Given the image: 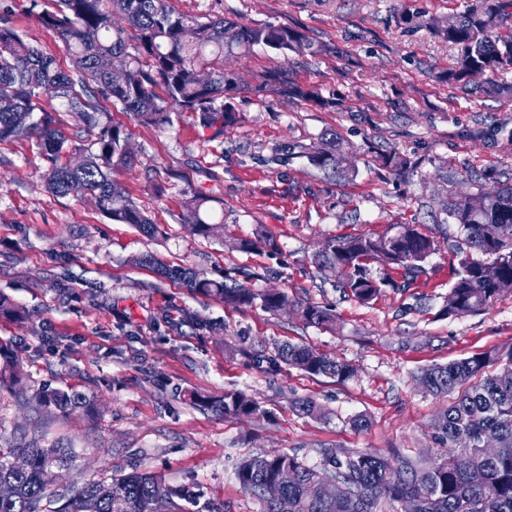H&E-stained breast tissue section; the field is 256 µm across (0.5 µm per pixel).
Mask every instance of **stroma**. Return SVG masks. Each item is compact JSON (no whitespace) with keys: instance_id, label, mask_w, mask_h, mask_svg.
Instances as JSON below:
<instances>
[{"instance_id":"1","label":"stroma","mask_w":512,"mask_h":512,"mask_svg":"<svg viewBox=\"0 0 512 512\" xmlns=\"http://www.w3.org/2000/svg\"><path fill=\"white\" fill-rule=\"evenodd\" d=\"M470 2L172 0L187 15L301 30L329 50L257 46L228 60L241 79L230 100L237 120L220 135L187 112L158 130L102 102L103 122L123 131L136 157L117 178L158 224L153 237L113 223L91 200L51 193L34 141L0 143V296L11 308L0 314V340L22 361L26 390L0 392V434L42 431L70 444L77 483L136 467L195 486L224 512L260 510L235 474L249 456L288 453L317 465L328 450L439 452L434 425L447 401L420 386L421 371L512 346V290L478 314L442 312L460 269L448 243L462 238L448 221L449 199L473 191L485 170L512 177V71L495 76L492 95L440 78L456 56L435 28ZM7 3L10 25L72 70L28 0ZM406 11L421 27L401 24ZM277 70L318 89L321 102L257 92ZM331 136L334 171L305 154ZM381 148L413 169H383ZM190 193L223 210V237L182 223ZM403 224L436 246L410 287L384 288L364 305L314 262L328 238L391 235ZM240 239L254 248L238 249ZM161 265L277 289L290 305L230 307L161 277ZM308 303L331 309L334 323L305 324L298 309ZM284 343L311 345L354 374L340 382L286 366L277 356ZM45 385L83 394L95 415L36 411L26 396ZM227 391L244 392L262 414L227 416L188 399ZM305 399L319 415L298 410ZM358 416L367 428L353 426Z\"/></svg>"}]
</instances>
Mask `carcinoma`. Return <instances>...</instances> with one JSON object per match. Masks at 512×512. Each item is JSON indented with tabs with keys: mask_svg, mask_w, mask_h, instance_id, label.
<instances>
[{
	"mask_svg": "<svg viewBox=\"0 0 512 512\" xmlns=\"http://www.w3.org/2000/svg\"><path fill=\"white\" fill-rule=\"evenodd\" d=\"M9 9H0V142L33 140L50 164L48 188L61 196L93 198L98 210L118 224H134L143 233L158 228L135 204L114 173L132 167L127 137L120 128L101 121V109L91 97L99 95L135 119L164 129L171 113L193 112L205 129L220 133L234 120L226 96L237 90L234 72L224 68V58L262 45L276 51H328L305 34L286 26H245L222 17H194L177 11L171 0H58L54 12L37 14L53 29L70 55L77 76L60 69L53 57L26 42L8 24ZM124 17L118 26L114 14ZM438 33L456 52L457 67L443 75L461 89L486 77V90L495 92L492 76L512 70V0H476L464 11L448 16ZM135 42V54L128 52ZM124 56L129 69L123 82L112 80V63ZM211 76L207 86L198 75ZM161 84L165 96L156 94ZM57 88V98L73 112L90 137L82 163H60L69 142L52 110L44 104L42 89ZM317 102L313 89H304L285 76L271 75L256 88ZM321 168L336 169L331 149L307 153ZM380 166L395 171L410 161L395 151L378 154ZM448 219L464 233L469 249L493 257L498 277L484 276V261L470 255L461 259V270L448 292L445 311L462 316L488 308L500 293L512 290V180L493 192L482 187L448 200ZM182 223L193 225L202 236L219 233L207 200L189 196ZM435 250L434 241L410 224L392 236L334 237L316 253L319 269L338 275L343 294L360 303L379 296L382 288L398 287L389 275L376 278L370 265L401 274L404 282L423 271L422 263ZM193 291L216 296L231 307H251L256 301L268 310L288 306V294L278 290L257 292L246 285L217 282L184 268H161ZM303 320L313 326L333 322L327 308L307 304ZM284 364L313 375L345 381L353 368L331 359L308 345L288 344L278 350ZM22 381V365L8 344L0 342V386L13 390ZM422 387L435 396L448 397V405L435 429L448 453L406 457L396 450L330 451L319 467L307 465L296 454H260L243 460L236 469L240 487L261 505V512H401L410 500L416 512H512V347L494 348L445 365H433L420 376ZM46 410L84 405L76 393L42 387L32 395ZM194 405L218 408L226 415L251 416L260 412L258 402L242 392L226 391L218 402L193 395ZM76 451L43 435L25 436L0 445V512H153L158 498L167 512H224L216 503L189 485H173L157 474L133 471L98 480L58 487L55 473L73 467ZM348 488L339 500L322 498L318 488L324 473ZM281 482L274 501L262 490Z\"/></svg>",
	"mask_w": 512,
	"mask_h": 512,
	"instance_id": "1",
	"label": "carcinoma"
}]
</instances>
